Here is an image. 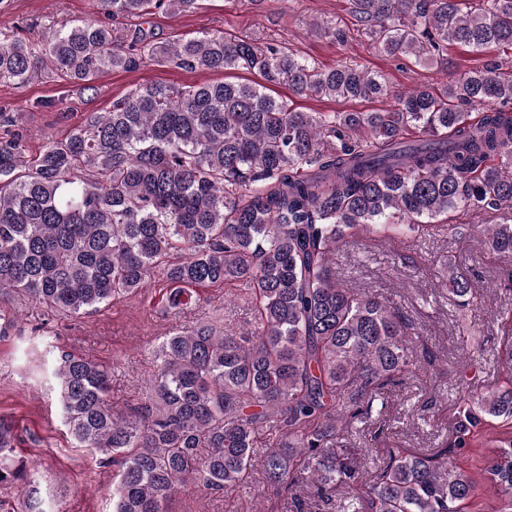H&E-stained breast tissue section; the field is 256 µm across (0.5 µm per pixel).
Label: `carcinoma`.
Segmentation results:
<instances>
[{
  "label": "carcinoma",
  "instance_id": "1",
  "mask_svg": "<svg viewBox=\"0 0 512 512\" xmlns=\"http://www.w3.org/2000/svg\"><path fill=\"white\" fill-rule=\"evenodd\" d=\"M103 19L50 30L39 45L0 46V80L62 71L84 91L97 77L149 60L188 69L255 70L267 85L340 99L388 94L358 64L322 69L274 45L222 31L179 44L145 32L116 38L112 22L155 9L184 15L197 0H93ZM365 33L420 66L448 45L512 48V0H351ZM267 85L224 80L132 90L66 137L25 155L16 118L0 112V298L70 317L90 314L147 281L171 286L180 309L192 289L224 285L250 301L254 326L208 324L164 338L148 403L107 404V367L62 353L56 405L75 445L119 467L112 512H168L177 493L239 488L260 467L289 512L330 505L365 487L342 512H459L478 482L433 455L388 452L376 482L336 447V433L372 416L389 387L421 370L412 320L394 298L336 276V256L361 233H422L450 211H512V72L487 66L437 92L393 94L379 112H298ZM497 104L485 112L471 106ZM502 262L512 288V223L448 225ZM448 294L473 303L470 275L448 267ZM501 361L512 371V309ZM453 447L490 419L496 440L485 479L512 512V380L458 399ZM0 417V491H23L20 512H45L32 461Z\"/></svg>",
  "mask_w": 512,
  "mask_h": 512
}]
</instances>
